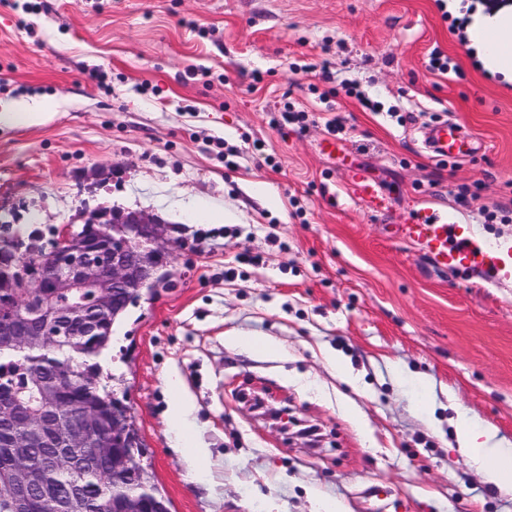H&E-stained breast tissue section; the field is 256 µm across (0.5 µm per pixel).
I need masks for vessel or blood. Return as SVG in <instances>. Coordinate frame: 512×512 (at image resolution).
<instances>
[{"label": "vessel or blood", "mask_w": 512, "mask_h": 512, "mask_svg": "<svg viewBox=\"0 0 512 512\" xmlns=\"http://www.w3.org/2000/svg\"><path fill=\"white\" fill-rule=\"evenodd\" d=\"M461 141L458 126L447 122L433 128L429 136L432 151L443 156L457 148ZM352 183L359 199L376 210L384 207L385 199L376 182L357 172ZM401 231L410 240L421 243L440 267L453 269L469 265L504 274L512 270V247L479 243L471 229L459 225L451 211L429 206L421 208Z\"/></svg>", "instance_id": "b4317fda"}]
</instances>
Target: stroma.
<instances>
[{
  "mask_svg": "<svg viewBox=\"0 0 512 512\" xmlns=\"http://www.w3.org/2000/svg\"><path fill=\"white\" fill-rule=\"evenodd\" d=\"M26 2L0 0V102L46 99L54 116L0 130V218L48 240L85 211L143 210L177 241L110 348L171 512H512L454 429L460 406L512 443V279L439 271L400 230L431 202L512 242V85L436 0ZM435 47L460 75L427 70ZM287 107L301 118L283 126ZM446 120L470 136L466 159L426 147ZM354 167L385 208L354 195ZM170 374L210 453L202 482L169 441Z\"/></svg>",
  "mask_w": 512,
  "mask_h": 512,
  "instance_id": "obj_1",
  "label": "stroma"
}]
</instances>
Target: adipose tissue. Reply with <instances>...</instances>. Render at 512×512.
Wrapping results in <instances>:
<instances>
[{"label": "adipose tissue", "instance_id": "1", "mask_svg": "<svg viewBox=\"0 0 512 512\" xmlns=\"http://www.w3.org/2000/svg\"><path fill=\"white\" fill-rule=\"evenodd\" d=\"M468 39L480 65L490 75L512 82V0H503L492 10L476 7L468 14ZM176 397L170 410L169 437L174 447L187 449L194 476H202L208 464L207 449L197 447L191 433L193 406L181 395L180 383L168 378ZM459 452L495 487L512 489V450L492 444V430L472 428L467 413H460L456 425Z\"/></svg>", "mask_w": 512, "mask_h": 512}]
</instances>
